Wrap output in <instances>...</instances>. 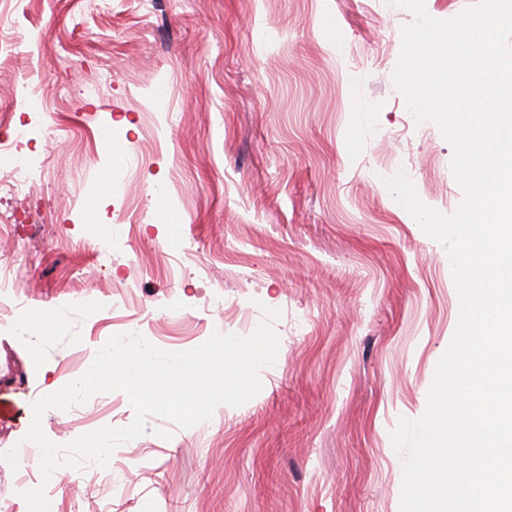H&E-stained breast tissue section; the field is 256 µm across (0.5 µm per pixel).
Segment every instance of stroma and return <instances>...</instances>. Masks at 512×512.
Returning <instances> with one entry per match:
<instances>
[{
  "instance_id": "obj_1",
  "label": "stroma",
  "mask_w": 512,
  "mask_h": 512,
  "mask_svg": "<svg viewBox=\"0 0 512 512\" xmlns=\"http://www.w3.org/2000/svg\"><path fill=\"white\" fill-rule=\"evenodd\" d=\"M27 37L0 59V137L34 180L0 193V261L25 307L0 329V500L45 481L55 512H400L390 433L427 410L460 312L446 247L393 197L404 171L427 206L464 198L453 147L392 81L391 0H22ZM45 101L22 111L19 83ZM125 239L110 259L107 225ZM280 310L276 321L265 311ZM53 318L49 334L23 326ZM279 337L260 392L178 428L148 416L107 466L31 481L4 453L39 421L65 447L134 411L121 390L35 404L120 329L164 351L213 325Z\"/></svg>"
}]
</instances>
